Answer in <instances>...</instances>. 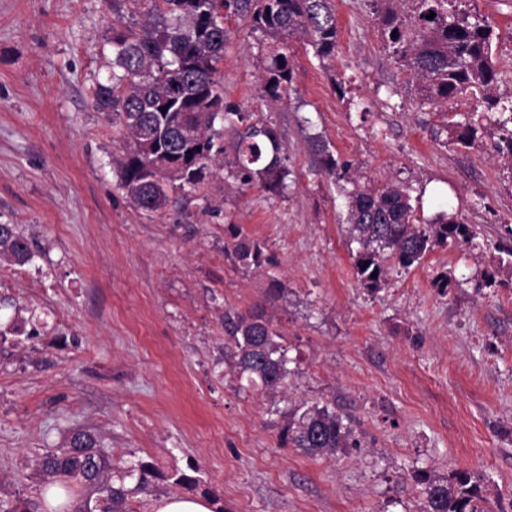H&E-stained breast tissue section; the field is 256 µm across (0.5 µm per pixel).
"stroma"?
I'll use <instances>...</instances> for the list:
<instances>
[{"label": "stroma", "mask_w": 512, "mask_h": 512, "mask_svg": "<svg viewBox=\"0 0 512 512\" xmlns=\"http://www.w3.org/2000/svg\"><path fill=\"white\" fill-rule=\"evenodd\" d=\"M336 54L294 42L280 101L258 92L257 39L232 31L224 102L276 128L288 187L242 182L233 152L163 211L117 186L123 141L91 91L111 68L107 0H0V224L33 243L0 259V498L43 500L34 463L68 431L98 434L114 460L170 473L198 466L225 512H423L413 476L476 477L493 512H512V167L500 130L452 143L448 120L483 112L458 98L421 105L382 35L375 0H332ZM494 28L497 94L512 97V0H458ZM406 188L419 223L443 208L477 233L420 265L359 284L347 197L308 138ZM238 224L275 259L269 273L224 255ZM496 270L486 287L481 275ZM448 272L439 291L432 280ZM283 297L265 304L269 277ZM265 304L290 373L282 393L242 388L226 355L225 309ZM325 405L357 447L310 458L277 435L302 404Z\"/></svg>", "instance_id": "stroma-1"}]
</instances>
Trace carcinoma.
<instances>
[{
    "label": "carcinoma",
    "instance_id": "carcinoma-1",
    "mask_svg": "<svg viewBox=\"0 0 512 512\" xmlns=\"http://www.w3.org/2000/svg\"><path fill=\"white\" fill-rule=\"evenodd\" d=\"M331 0H112V72L96 83L92 103L112 115L119 127L126 155L120 160L118 187L135 208L155 213L156 201L167 205L169 190L195 188L205 177L209 161L222 152L216 146L223 118L245 125L234 142L237 172L268 192L284 187L283 145L276 130L250 123V116L224 104V87L217 76L232 30L227 21L250 20L260 33L259 91L280 99L292 80L290 41L302 40L325 60L336 50L337 28ZM391 0L381 22L386 45L415 79L420 104L440 105L450 99L480 96L488 109L511 116L494 119L507 141L512 166V101L495 95L499 70L491 60L493 28L488 21L465 11L451 12L452 0H417L412 25L397 21ZM435 13L431 19L426 15ZM483 117L448 120L454 142L470 147L480 138ZM321 171L335 183L346 180L350 164L340 162L323 139L309 138ZM345 221L350 243L357 244L354 266L358 282L377 291L386 281L388 261L402 268L420 264L437 247L474 245L476 231L449 212L428 224L416 223L406 189L393 183L354 185L346 191ZM224 253L234 264L259 270L274 265L261 244L242 233L241 226L225 228ZM0 255L16 264L31 259L28 239L13 224H0ZM227 348L235 357L238 376L247 386L275 392L286 385V348L279 342L265 307L224 311ZM340 415L326 406L312 405L294 413L278 434L281 448H295L313 458L336 455L340 448L357 446ZM44 489L57 486L71 493L83 490L73 512H134L132 498L157 480L189 490L199 478L175 471L168 476L146 461L127 467L114 482L115 464L97 436L86 430L71 433L62 448L41 454L36 461ZM135 480L128 487L125 479ZM425 500L423 512H489L488 498L464 473L444 479L428 470L414 475ZM32 499L4 500L0 512H39Z\"/></svg>",
    "mask_w": 512,
    "mask_h": 512
}]
</instances>
